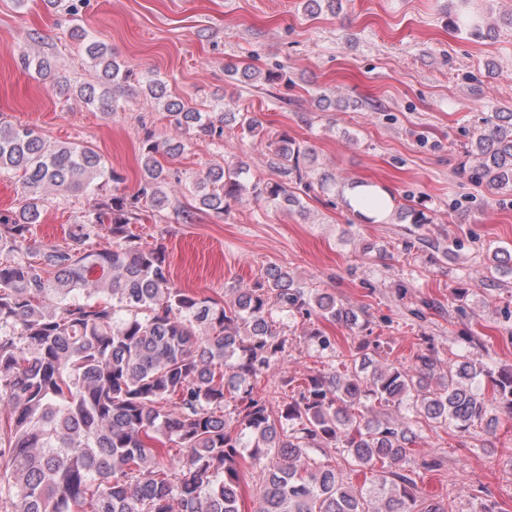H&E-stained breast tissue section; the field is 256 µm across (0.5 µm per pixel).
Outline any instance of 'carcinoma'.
Instances as JSON below:
<instances>
[{
    "label": "carcinoma",
    "instance_id": "carcinoma-1",
    "mask_svg": "<svg viewBox=\"0 0 512 512\" xmlns=\"http://www.w3.org/2000/svg\"><path fill=\"white\" fill-rule=\"evenodd\" d=\"M460 32L481 38L487 22L454 16ZM101 83L79 95L106 115L118 111L108 85L125 82L105 43L80 27ZM25 68L51 70L45 57L21 54ZM242 80L292 83L288 73L251 63L226 67ZM138 82L188 136L224 143V127L251 134L249 112H202L170 97L162 78ZM183 140H142L141 177L131 195L123 176L81 142H51L29 124L0 122V176L21 197L0 212V507L5 512H241L244 472H259L253 512H454L421 495L412 445L427 432H496L489 410L512 414V371L494 375L470 358L441 365L432 345L412 363L380 367L363 341L348 353L336 337L312 333L318 355L336 363L308 376L276 411L257 383L282 361L278 312L293 321L320 317L363 330L356 313L328 293L300 288L288 271L268 267L254 286L226 300L176 286L163 248L132 230L142 213L171 202L165 160ZM288 178L310 188L311 149L283 135L275 142ZM469 154L470 179L512 192V112L481 118ZM243 168L222 166L185 178L199 209L224 214L232 202L301 205L282 183L247 187ZM112 185L107 193L106 185ZM92 197L60 241H31L47 196ZM101 276L91 281L88 273ZM379 348V345L372 346ZM404 407L392 419L382 409ZM361 484L343 480L329 450Z\"/></svg>",
    "mask_w": 512,
    "mask_h": 512
}]
</instances>
